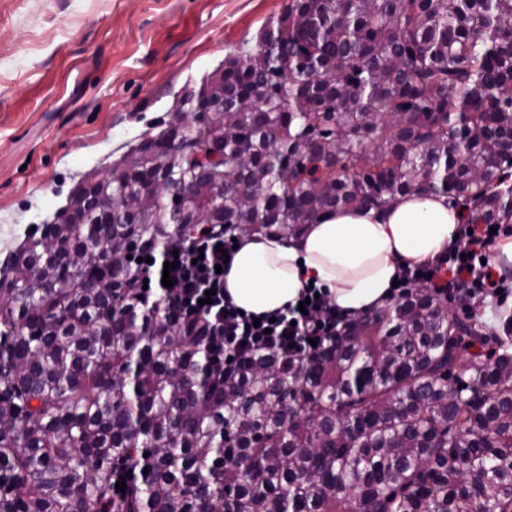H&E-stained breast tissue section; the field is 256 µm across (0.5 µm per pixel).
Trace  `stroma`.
<instances>
[{"label": "stroma", "mask_w": 512, "mask_h": 512, "mask_svg": "<svg viewBox=\"0 0 512 512\" xmlns=\"http://www.w3.org/2000/svg\"><path fill=\"white\" fill-rule=\"evenodd\" d=\"M288 0H0V248L254 48Z\"/></svg>", "instance_id": "stroma-1"}]
</instances>
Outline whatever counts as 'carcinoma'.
<instances>
[{
	"instance_id": "obj_1",
	"label": "carcinoma",
	"mask_w": 512,
	"mask_h": 512,
	"mask_svg": "<svg viewBox=\"0 0 512 512\" xmlns=\"http://www.w3.org/2000/svg\"><path fill=\"white\" fill-rule=\"evenodd\" d=\"M275 32L300 64L227 58L7 249L0 512H512L507 330L420 286L218 377L198 326L133 299V254L197 224L288 234L425 193L466 224L512 217V0H289Z\"/></svg>"
}]
</instances>
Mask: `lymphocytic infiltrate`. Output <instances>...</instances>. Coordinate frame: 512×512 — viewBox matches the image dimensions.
I'll return each instance as SVG.
<instances>
[{"mask_svg": "<svg viewBox=\"0 0 512 512\" xmlns=\"http://www.w3.org/2000/svg\"><path fill=\"white\" fill-rule=\"evenodd\" d=\"M512 235V226L460 225L458 239L436 260L421 266H402L398 272L396 296L410 286L423 283L441 295H458L484 305L487 299L502 301L508 289L506 278L494 271V248L503 236ZM234 243L226 239L220 224L196 226L175 246L145 250L144 262L135 267L137 280L147 281L141 293L143 303L169 308L184 322L197 324L203 331L205 347L216 372H224L231 359L265 352L301 355L313 343H325L350 317L331 303L316 284L301 291L307 298L305 309L295 305L274 311L273 315L241 313L224 295V277L215 267L232 260ZM172 270H165V263ZM170 276L172 286L162 284Z\"/></svg>", "mask_w": 512, "mask_h": 512, "instance_id": "obj_1", "label": "lymphocytic infiltrate"}]
</instances>
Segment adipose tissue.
<instances>
[{"label":"adipose tissue","instance_id":"obj_1","mask_svg":"<svg viewBox=\"0 0 512 512\" xmlns=\"http://www.w3.org/2000/svg\"><path fill=\"white\" fill-rule=\"evenodd\" d=\"M461 209L447 196H401L385 210H341L302 234L242 235L224 288L238 307L261 314L295 303L306 283L358 316L389 304L404 264L433 260L453 243Z\"/></svg>","mask_w":512,"mask_h":512}]
</instances>
